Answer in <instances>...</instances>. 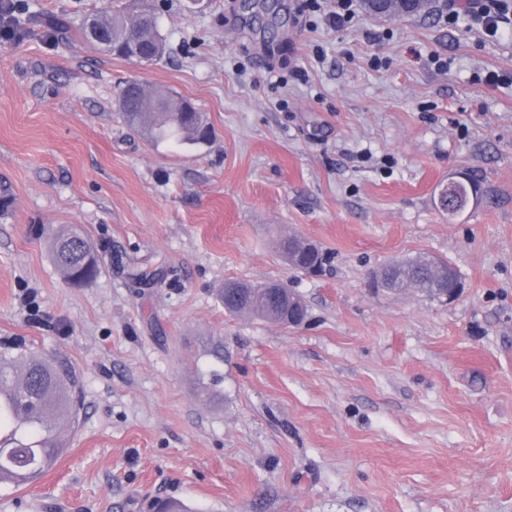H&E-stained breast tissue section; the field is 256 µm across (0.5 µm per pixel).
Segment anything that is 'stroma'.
<instances>
[{
  "instance_id": "35a3bbf8",
  "label": "stroma",
  "mask_w": 512,
  "mask_h": 512,
  "mask_svg": "<svg viewBox=\"0 0 512 512\" xmlns=\"http://www.w3.org/2000/svg\"><path fill=\"white\" fill-rule=\"evenodd\" d=\"M22 2L0 42V348L68 365L82 406L0 512H512V85L480 81L512 73V25L153 0L166 53L138 64L50 26L111 0ZM131 78L207 113L211 141L129 131ZM463 175L478 193L450 220L434 199ZM62 227L96 247L90 282L54 264ZM291 234L329 254L320 275L285 263ZM419 253L457 270L456 301L373 289ZM228 281L288 282L309 317L228 314Z\"/></svg>"
}]
</instances>
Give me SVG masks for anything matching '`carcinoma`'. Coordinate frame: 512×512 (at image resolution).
Wrapping results in <instances>:
<instances>
[{"label": "carcinoma", "instance_id": "carcinoma-1", "mask_svg": "<svg viewBox=\"0 0 512 512\" xmlns=\"http://www.w3.org/2000/svg\"><path fill=\"white\" fill-rule=\"evenodd\" d=\"M375 15L402 19L421 16L433 7L409 0H365ZM109 24L105 29L107 54L125 57L121 42L132 37L146 46L144 64L161 58L156 48L164 44L156 17L138 20L121 0L98 13ZM137 86L127 81L118 87L116 102L123 123L145 139L198 145L207 140L211 126L205 116L186 108L183 97L170 90L145 93L147 109L139 111V101L131 92ZM471 184L456 183L436 200L437 207L453 219L467 206ZM52 256L67 280L80 284L94 278L100 266L94 245L77 229L66 228L52 233ZM302 241H291L297 254L295 268L308 271L322 266L325 254L302 251ZM459 279L448 276V263L428 254H417L381 267L378 285L393 290L414 288L425 296H434L437 288H453ZM219 293L224 308L231 314H250L266 321L276 318L263 295L233 301L231 288ZM80 383L75 374L49 360L28 355L0 353V485L14 487L35 482L52 469L67 452L63 433L74 427L79 408Z\"/></svg>", "mask_w": 512, "mask_h": 512}]
</instances>
